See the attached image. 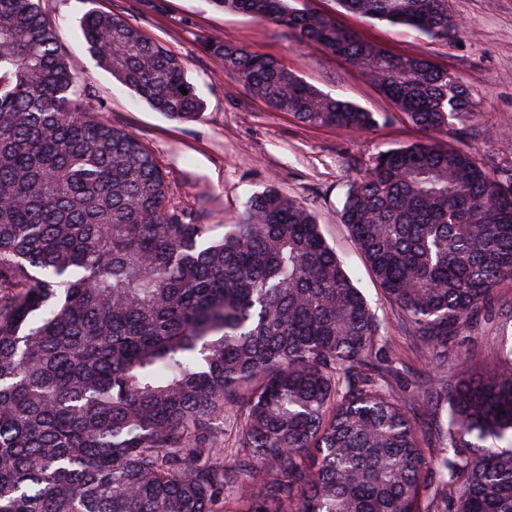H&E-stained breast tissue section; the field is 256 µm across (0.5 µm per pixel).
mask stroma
Returning a JSON list of instances; mask_svg holds the SVG:
<instances>
[{
  "label": "stroma",
  "mask_w": 512,
  "mask_h": 512,
  "mask_svg": "<svg viewBox=\"0 0 512 512\" xmlns=\"http://www.w3.org/2000/svg\"><path fill=\"white\" fill-rule=\"evenodd\" d=\"M42 0L62 49L88 87L95 117L139 138L168 176L171 199L199 215L222 235L238 223L248 199L274 188L308 206L320 230L382 323V333L400 351L399 379L408 395L426 383L487 370L501 350L512 347V327L479 323L460 336L465 359L419 362L410 340L391 315L340 210L350 182L362 177L380 151L425 140L362 71L314 44H301L282 28L227 13L212 0ZM297 8L335 17L364 39L399 54L417 55L447 67L477 105L466 130L447 140L477 158L502 182L512 181V0H448L459 34L433 41L403 26H390L344 13L336 0H294ZM124 16L149 40L180 58L188 80L204 101L198 121L168 120L101 68L81 36L90 11ZM221 36L270 55L308 84L332 97L375 112L378 124L364 131L307 126L271 110L232 73L222 71L202 51L203 38Z\"/></svg>",
  "instance_id": "obj_1"
}]
</instances>
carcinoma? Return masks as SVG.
<instances>
[{"mask_svg": "<svg viewBox=\"0 0 512 512\" xmlns=\"http://www.w3.org/2000/svg\"><path fill=\"white\" fill-rule=\"evenodd\" d=\"M212 2L360 68L430 134L378 152L340 217L420 359L459 355L512 283V184L436 139L473 118L470 93L290 0ZM338 3L434 41L459 30L448 0ZM80 30L138 99L201 116L183 63L123 16ZM202 50L303 124L377 123L267 54ZM211 232L136 136L91 115L40 0H0V512H512V450L486 445L512 435V347L417 404L306 205L269 188Z\"/></svg>", "mask_w": 512, "mask_h": 512, "instance_id": "carcinoma-1", "label": "carcinoma"}]
</instances>
